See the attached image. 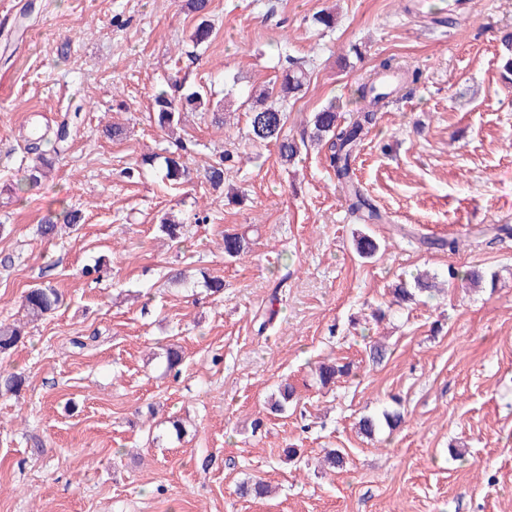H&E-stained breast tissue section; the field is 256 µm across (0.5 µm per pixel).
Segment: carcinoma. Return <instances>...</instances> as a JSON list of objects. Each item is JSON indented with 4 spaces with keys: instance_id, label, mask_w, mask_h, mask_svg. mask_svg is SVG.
<instances>
[{
    "instance_id": "obj_1",
    "label": "carcinoma",
    "mask_w": 512,
    "mask_h": 512,
    "mask_svg": "<svg viewBox=\"0 0 512 512\" xmlns=\"http://www.w3.org/2000/svg\"><path fill=\"white\" fill-rule=\"evenodd\" d=\"M288 66L284 68L282 80L276 87H267L257 94L249 96L251 106L248 112L250 134L254 141L259 143H273L278 146L279 158L288 164L299 153V145L293 139L284 135L287 114L278 105V101L294 96L301 92L306 85L308 73L297 61L286 59ZM363 98L369 100V109L360 112L345 123L338 122L336 106L328 105L315 113L312 119V131L309 139L316 142H326L329 147V167L333 170L336 183L344 192L347 209L359 216L362 220L379 223L383 216L373 203L372 199L360 188L353 163L356 159L358 147L370 127L375 123L379 97L374 95L375 79L368 78L359 86ZM205 94L194 90L184 97V102H176L164 91L154 96L153 118L160 128H171L180 122L181 110L184 106L201 107L205 105ZM232 161V157L225 155L216 165L206 170V179L213 188L224 184V165ZM47 160L42 156L33 159L30 166L24 170L20 179L26 187L37 186L45 177ZM163 178L176 184L191 180V172L181 160V156L165 157V172ZM354 248L357 254L364 259H371L380 249L379 243L371 236L360 233L354 239ZM245 249V238L237 233H224V255L237 257ZM61 303L60 293L54 289L35 286L28 289L23 296V306L34 317H41L56 310ZM24 336L21 326L14 323L0 322V354H5ZM318 379L322 386L333 384L340 377H347L351 373L348 363H323L318 369ZM26 378L21 372H10L0 377V387L6 392L17 393L22 390ZM385 423L390 429L400 422L398 414L385 412L383 421L373 418H363L359 421V429L366 434H372L380 423Z\"/></svg>"
}]
</instances>
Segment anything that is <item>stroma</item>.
<instances>
[{
    "label": "stroma",
    "mask_w": 512,
    "mask_h": 512,
    "mask_svg": "<svg viewBox=\"0 0 512 512\" xmlns=\"http://www.w3.org/2000/svg\"><path fill=\"white\" fill-rule=\"evenodd\" d=\"M324 10L333 28L315 21ZM204 18L212 35L196 47ZM204 18L187 0H0V321L26 325L0 370L27 378L0 395V512H512V234L472 243L512 226V0H210ZM288 55L308 72L282 104L291 136L327 103L344 118L363 108L358 88L382 59L419 71L355 161L385 223L349 213L326 145L284 166L252 141L242 103L280 81ZM174 81L211 98L170 132L150 113ZM112 123L121 136L105 135ZM34 128L52 167L23 193ZM173 151L192 172L178 186L141 163ZM225 154L240 162L216 190L204 173ZM71 209L81 224L40 236L45 216ZM167 215L181 244L158 229ZM228 232L247 242L238 257L224 255ZM358 232L378 240L375 258L355 254ZM452 267L497 282L395 301L399 281ZM33 286L64 303L30 323ZM334 360L353 371L321 386L315 368ZM284 382L294 400L275 414ZM386 410L400 427L360 432ZM329 450L343 469L321 466ZM256 478L270 495L240 496Z\"/></svg>",
    "instance_id": "obj_1"
}]
</instances>
